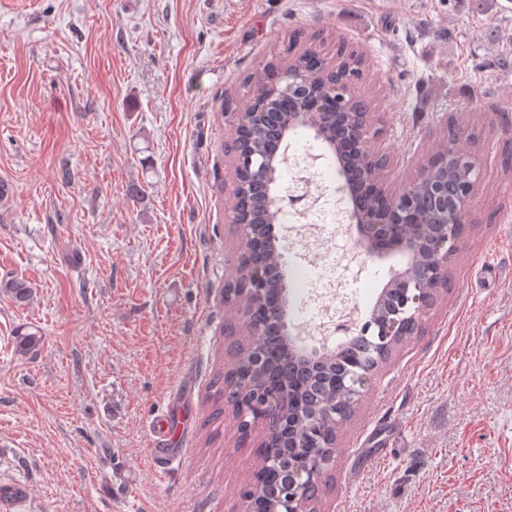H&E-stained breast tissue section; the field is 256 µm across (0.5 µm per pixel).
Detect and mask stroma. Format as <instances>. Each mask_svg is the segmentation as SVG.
<instances>
[{"label":"stroma","mask_w":512,"mask_h":512,"mask_svg":"<svg viewBox=\"0 0 512 512\" xmlns=\"http://www.w3.org/2000/svg\"><path fill=\"white\" fill-rule=\"evenodd\" d=\"M342 41L390 188L460 113L481 174L446 287L338 429L319 512H512V0H0V281L35 288L0 293L18 512H243L264 431L211 418L243 246L227 115L288 48ZM365 263L347 293L367 313L405 260ZM176 401L183 449L157 464ZM0 288L18 305L26 304L32 296V287L24 279L10 278L1 281ZM178 429L166 419L157 420L152 431V441L149 448L151 457L159 462L171 460L181 448L171 447L176 439Z\"/></svg>","instance_id":"1"}]
</instances>
